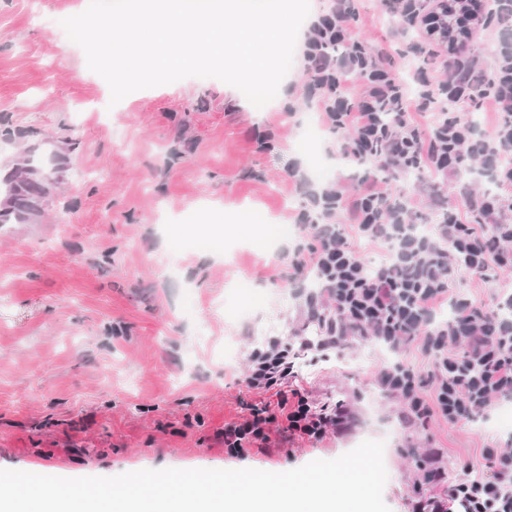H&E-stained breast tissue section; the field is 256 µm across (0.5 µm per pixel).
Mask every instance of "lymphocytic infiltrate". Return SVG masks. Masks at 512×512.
<instances>
[{
    "instance_id": "lymphocytic-infiltrate-1",
    "label": "lymphocytic infiltrate",
    "mask_w": 512,
    "mask_h": 512,
    "mask_svg": "<svg viewBox=\"0 0 512 512\" xmlns=\"http://www.w3.org/2000/svg\"><path fill=\"white\" fill-rule=\"evenodd\" d=\"M511 1L383 0L402 31L416 35L403 57L410 86L384 49L356 36L350 0H329L307 21L299 48L305 96L335 134L333 155L350 174L320 187L299 166L289 168L303 205L271 281L304 297L306 320L321 336L293 343L276 336L249 352L248 416L225 424L229 451L315 443L344 430L347 409L315 406L296 382L294 361L309 351H343L353 337L390 352L373 382L399 399L406 427L486 419L512 399V223L502 217L512 191V32L493 26ZM474 36L493 49L491 71L477 68L468 50ZM485 99L497 114L487 129L447 109ZM426 112L432 118L424 123ZM470 159L479 167H467ZM383 171L416 180L395 195L382 186ZM452 176L451 200L441 186ZM424 203L435 221L419 233L413 225ZM360 239L381 250L379 261L365 259ZM493 275L491 303L449 293L453 280ZM447 306L450 316L441 317ZM413 350L426 366L408 359ZM481 457L482 471L466 463L452 483L440 452L421 455L408 512H512V452L485 448Z\"/></svg>"
}]
</instances>
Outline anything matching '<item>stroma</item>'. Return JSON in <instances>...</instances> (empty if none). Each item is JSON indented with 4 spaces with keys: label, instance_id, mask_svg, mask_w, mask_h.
<instances>
[{
    "label": "stroma",
    "instance_id": "obj_1",
    "mask_svg": "<svg viewBox=\"0 0 512 512\" xmlns=\"http://www.w3.org/2000/svg\"><path fill=\"white\" fill-rule=\"evenodd\" d=\"M88 0H0V163L37 141L69 160L44 170L46 232L0 236V469L55 476H115L143 469L285 472L331 460L362 441L384 442L390 512L416 476L411 449L442 450L449 480L481 449L506 447L505 408L487 423L439 421L407 436L400 404L372 384L384 351L352 342L343 356L297 359L316 404L344 401L352 428L292 449L224 447V426L245 418L237 396L248 352L305 327V303L270 283L271 235L255 249L248 225L284 224L301 198L288 180L299 162L321 184L345 174L308 141L314 108L290 68L275 99L254 107L235 87L188 77L143 89L118 104L61 25ZM356 33L407 51L380 0H352ZM280 130L258 151L253 127ZM204 238L209 251H168Z\"/></svg>",
    "mask_w": 512,
    "mask_h": 512
}]
</instances>
